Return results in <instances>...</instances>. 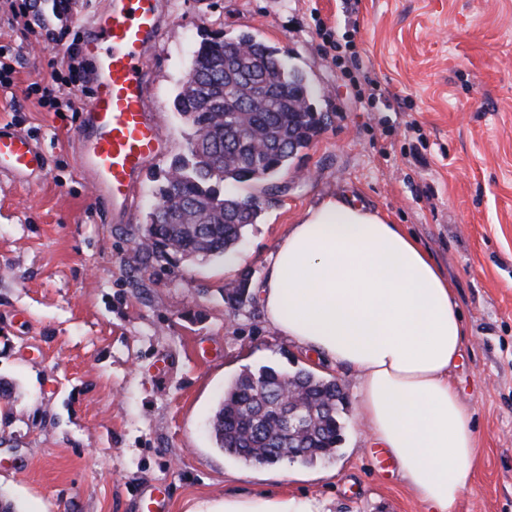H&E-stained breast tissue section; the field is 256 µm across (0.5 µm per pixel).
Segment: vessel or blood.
I'll return each instance as SVG.
<instances>
[{"instance_id":"1","label":"vessel or blood","mask_w":512,"mask_h":512,"mask_svg":"<svg viewBox=\"0 0 512 512\" xmlns=\"http://www.w3.org/2000/svg\"><path fill=\"white\" fill-rule=\"evenodd\" d=\"M163 25L159 0H110L86 26L81 51L98 74L73 136L79 167L114 222H125L138 177L165 151L166 138L149 112L145 73ZM45 166L42 152L0 125V176L31 180Z\"/></svg>"}]
</instances>
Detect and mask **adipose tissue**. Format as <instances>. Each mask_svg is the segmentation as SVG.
<instances>
[{"label": "adipose tissue", "mask_w": 512, "mask_h": 512, "mask_svg": "<svg viewBox=\"0 0 512 512\" xmlns=\"http://www.w3.org/2000/svg\"><path fill=\"white\" fill-rule=\"evenodd\" d=\"M282 335L360 375L375 446L433 512H450L477 467L467 411L448 380L464 322L456 292L401 225L354 198L307 208L277 242L259 285ZM220 512H323L285 493L225 497Z\"/></svg>", "instance_id": "1"}]
</instances>
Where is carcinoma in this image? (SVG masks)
<instances>
[{
  "label": "carcinoma",
  "mask_w": 512,
  "mask_h": 512,
  "mask_svg": "<svg viewBox=\"0 0 512 512\" xmlns=\"http://www.w3.org/2000/svg\"><path fill=\"white\" fill-rule=\"evenodd\" d=\"M238 55L224 51L223 39L207 37L193 53V78L174 99L179 114L195 128L187 153L154 176L155 196L170 220L146 224V243L136 261L167 262L180 256L226 258L247 228L258 223L261 197L236 196L227 183L259 182L288 170L290 161L324 125L311 104V87L290 69L280 50L243 32ZM229 85L232 91L224 92ZM288 89V94L280 90ZM263 144L257 149L255 142ZM251 273L244 271L224 288V303L237 310L251 301ZM302 391L293 404L306 418L300 438L314 464L342 442L346 394L336 380L299 369L293 373L264 366L245 371L225 389L210 424L217 448L245 465L279 461L288 447V388Z\"/></svg>",
  "instance_id": "1"
}]
</instances>
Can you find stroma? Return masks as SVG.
<instances>
[{
	"label": "stroma",
	"instance_id": "35a3bbf8",
	"mask_svg": "<svg viewBox=\"0 0 512 512\" xmlns=\"http://www.w3.org/2000/svg\"><path fill=\"white\" fill-rule=\"evenodd\" d=\"M149 54L150 111L167 138L113 223L79 172L77 109L50 112L26 87L63 47L13 20L0 45L18 60L0 87V124L30 136L46 166L0 179V491L17 512H217L225 496L285 493L327 512H431L381 460L358 415L355 371L268 323L260 302L228 311L226 283L261 281L289 224L350 195L402 225L456 290L462 353L449 372L472 418L477 469L454 512H512V0H161ZM256 32L309 81L328 122L277 176L236 251L128 266L155 204L153 174L194 130L173 100L203 34ZM351 36L378 81L357 94L333 34ZM264 365L337 379L348 406L337 452L316 464L245 465L216 448L210 421L225 387Z\"/></svg>",
	"mask_w": 512,
	"mask_h": 512
}]
</instances>
